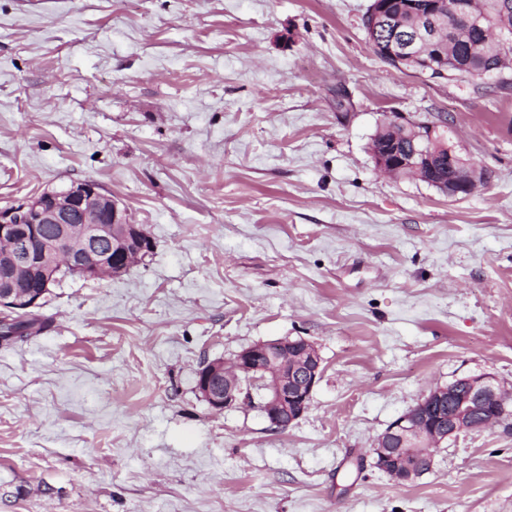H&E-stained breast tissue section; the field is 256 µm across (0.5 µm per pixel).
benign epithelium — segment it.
Here are the masks:
<instances>
[{"label": "benign epithelium", "mask_w": 512, "mask_h": 512, "mask_svg": "<svg viewBox=\"0 0 512 512\" xmlns=\"http://www.w3.org/2000/svg\"><path fill=\"white\" fill-rule=\"evenodd\" d=\"M413 16V37L382 34L371 44L385 60L413 63L423 72L434 62L419 46L444 48L441 7ZM401 154L392 142L375 151L380 173H406L463 198L485 181V172L450 154L445 160ZM154 241L142 225L131 223L127 210L94 181L77 183L60 192H45L0 210V319L28 315L48 293L55 274L102 280L144 265ZM323 372L318 349L304 338L289 336L255 343L226 361L213 359L196 375V391L216 413L253 401L251 385L264 390L260 408L270 424L284 430L311 407ZM512 390L492 374L463 376L429 390L413 407L393 420L373 444L374 465L395 481L412 483L423 476L408 457L431 456L433 449L462 433L486 431L503 421Z\"/></svg>", "instance_id": "benign-epithelium-1"}]
</instances>
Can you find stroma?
Masks as SVG:
<instances>
[{
	"mask_svg": "<svg viewBox=\"0 0 512 512\" xmlns=\"http://www.w3.org/2000/svg\"><path fill=\"white\" fill-rule=\"evenodd\" d=\"M371 3L0 0V208L93 180L155 243L0 343V512H512V415L414 483L372 465L430 388L512 385V90L389 65ZM394 113L487 181L378 174ZM285 336L323 359L297 423L200 398Z\"/></svg>",
	"mask_w": 512,
	"mask_h": 512,
	"instance_id": "stroma-1",
	"label": "stroma"
}]
</instances>
